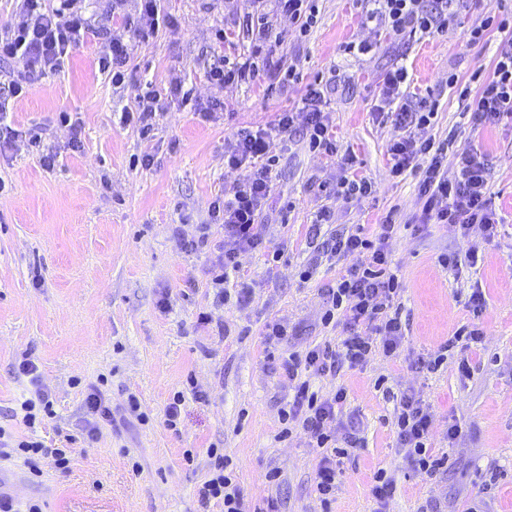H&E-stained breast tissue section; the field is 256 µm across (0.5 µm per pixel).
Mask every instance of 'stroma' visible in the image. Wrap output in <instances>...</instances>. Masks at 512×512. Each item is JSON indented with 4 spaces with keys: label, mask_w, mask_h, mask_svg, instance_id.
Returning a JSON list of instances; mask_svg holds the SVG:
<instances>
[{
    "label": "stroma",
    "mask_w": 512,
    "mask_h": 512,
    "mask_svg": "<svg viewBox=\"0 0 512 512\" xmlns=\"http://www.w3.org/2000/svg\"><path fill=\"white\" fill-rule=\"evenodd\" d=\"M170 27L137 33L124 26L134 0L113 14L112 0H85L96 25L129 40L125 81L112 85L99 71L103 47L89 36L63 68L46 75L12 102L7 121L19 132L38 130L44 147L56 151L54 168L42 166L32 147L0 150V427L27 436L38 433L55 444L75 436L69 471L43 461L42 477L30 479L21 464L0 466V492L17 504L41 499L47 512H224L222 503L201 505L197 489L208 471L210 446L223 448L234 465L246 500L274 501L278 512H322L315 491L318 463L305 432L277 440L279 410L289 388L278 363L267 357L264 325L282 320L289 336L278 349L307 347L341 338V329L321 322L322 294L340 269L316 263L309 242L319 205L336 210L334 230L363 225L375 234L381 219L397 209L401 226L391 246L402 283L405 338L396 359L373 356L364 367L314 379L324 396L345 388L343 422H360L361 443L344 464L331 512H374V476L395 481L386 512H512V120L474 123L458 89L473 73L489 77L501 39L490 31L484 43L466 46L465 34L488 11L512 12V0H471L448 25L429 37L395 36L365 19L359 0H318L317 22L308 35L263 0L262 10L280 44L256 85L212 83L211 67L247 52L244 20L253 0H160ZM234 32L233 42L217 39ZM375 43L370 54L346 52L348 43ZM408 69L410 99H435L439 108L423 137L453 141L456 150L484 154L489 164L492 205L503 222L493 240L480 232L464 237L450 224L416 229L419 173L393 177L387 146L399 130L387 114L374 112L378 85L396 63ZM294 81H283L288 67ZM339 80H332V73ZM328 81L326 111L341 153L354 156L375 193L348 212L342 199L324 198L340 166L309 151L302 142L270 141L276 155L275 191L264 211V243L239 257L243 279L254 282L248 305L213 307L212 248L224 230L208 207L238 179L224 157V141L240 130L274 125L279 113L301 106L315 77ZM181 78L192 104L163 96L150 135L121 120L145 82L168 87ZM222 103L221 114L205 118ZM72 113L77 130L58 120ZM79 136L80 148L70 146ZM191 223L174 226L176 211ZM211 227L210 249L191 253L183 243L197 227ZM478 248L477 263L466 261ZM281 261H273L275 250ZM443 253L461 256L458 270L442 269ZM310 278H303V271ZM482 292L481 317L468 307ZM202 311L224 320L228 334L197 323ZM480 323L484 336L474 350H453L435 372H422L419 358L434 357L455 330ZM37 366L55 415L30 430L14 415L32 386L18 370L23 355ZM468 358L469 373L458 368ZM100 385L113 410L135 395L148 422L104 424L96 439H83L85 397ZM430 406L433 448L447 452L448 465L433 477L415 473L397 446L392 424L403 392ZM183 392L182 423L165 425L175 392ZM457 425L456 439L448 428ZM196 451L193 465L185 449ZM278 470L268 481L269 470Z\"/></svg>",
    "instance_id": "stroma-1"
}]
</instances>
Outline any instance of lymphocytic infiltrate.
<instances>
[{"label": "lymphocytic infiltrate", "instance_id": "obj_1", "mask_svg": "<svg viewBox=\"0 0 512 512\" xmlns=\"http://www.w3.org/2000/svg\"><path fill=\"white\" fill-rule=\"evenodd\" d=\"M367 21L394 35L430 36L447 29L465 0H366ZM503 35L493 60V72L479 86L476 94L461 92L467 108L480 124H495L512 119V20L496 13L489 14L467 33V45L484 42L489 29ZM102 35L103 50L98 58L100 71L107 73L112 83L124 80V67L130 55L122 36L100 30L86 16L82 0H20L15 15L0 26V62H21L13 71L8 84L0 88V112H7L11 100L28 93L45 75L63 65L71 50L88 35ZM408 78L406 66L388 71L379 87L376 111L391 112L400 131L391 140L387 152L393 176L409 171H421L418 184L419 211L417 224H450L461 235L480 228L484 238L494 236L499 222L492 207L489 192V168L485 155L469 149L462 151L455 172L443 165L444 146L435 140L417 135L416 130L429 123L438 108L437 101H404L402 85ZM327 105L320 82L307 85L300 112L281 113L273 129L240 131L230 138L227 163L245 168L246 173L224 197L209 206L212 216L224 226V239L212 262L214 300L226 305L248 303L250 285L228 291L230 273L239 272L240 254L254 250L263 243L261 219L263 209L273 191L275 159L269 154L272 136L290 140L301 138L310 149L319 151L328 161L338 154L336 132L324 109ZM397 213L389 211L378 234L367 235L363 227L330 234L318 246L320 257L329 262H344L335 287L323 295L324 324L343 327L345 336L340 345H315L304 354H289L283 360V375L293 389L288 408L281 413L284 434L294 429L304 430L313 445L321 451L316 469V491L322 505H329L336 491V477L341 461L360 438L355 426L335 431L332 424L337 411L347 400L345 388H338L333 397L323 398L312 391L309 381L300 379V371L314 375L338 373L343 367L366 363L374 352L392 359L398 354L404 338L399 302L402 291L397 274L392 272L389 247L397 233ZM430 412L420 398L403 394L395 414L397 437L408 456L414 457L415 469L433 476L448 461L428 446ZM212 460L210 476L199 490L201 502L217 499L224 512H248L240 488L227 467L228 459L217 449H209ZM52 459L59 471H68L71 458L68 449L47 445L33 436L15 437L0 427V461L22 460L30 474L40 475L39 460Z\"/></svg>", "mask_w": 512, "mask_h": 512}]
</instances>
